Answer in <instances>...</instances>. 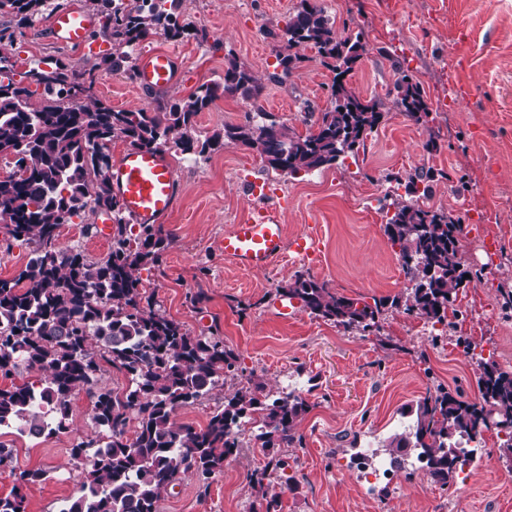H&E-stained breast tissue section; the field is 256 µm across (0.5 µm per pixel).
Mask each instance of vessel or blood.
<instances>
[{
	"instance_id": "obj_1",
	"label": "vessel or blood",
	"mask_w": 512,
	"mask_h": 512,
	"mask_svg": "<svg viewBox=\"0 0 512 512\" xmlns=\"http://www.w3.org/2000/svg\"><path fill=\"white\" fill-rule=\"evenodd\" d=\"M95 26L94 17L75 7L57 11L51 18L53 39L64 46L86 43ZM176 56L157 51L142 56L136 64L139 88L164 90L177 80ZM112 191L128 217L139 224H157L171 212L179 192L172 168L155 152L131 150L112 168ZM279 204L266 197L246 218L230 225L224 233V255L249 270H265L286 255L308 259L315 255V236L287 239L278 220Z\"/></svg>"
}]
</instances>
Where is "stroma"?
Wrapping results in <instances>:
<instances>
[{"mask_svg": "<svg viewBox=\"0 0 512 512\" xmlns=\"http://www.w3.org/2000/svg\"><path fill=\"white\" fill-rule=\"evenodd\" d=\"M338 35L361 34L366 54L347 76L352 91L380 104L383 119L364 148L336 164L292 177L268 167L255 151L227 146L213 153L169 154L180 184L172 214L164 223L173 242L160 269L142 275L144 292L194 335L217 333L240 357L242 380L271 392L297 390L308 404L296 432L300 445L284 449L282 512H512V469L499 456L496 431L484 435L488 458L469 468L470 490H442L431 478L400 480L365 493L346 463L358 451L381 447L414 419L413 411L437 387L478 397L479 367L462 358L458 338L475 350L493 349L494 361L512 370V309L503 292L512 291V0H317ZM299 0H182L185 22L198 37L178 41L150 36L134 56L160 49L179 52L180 75L170 92L189 96L201 85L224 82L227 59L263 81L258 101L218 95L197 118L203 136L240 124L254 108L272 113L296 132H307L330 109L327 88L334 74L316 49L298 48L301 60L283 82L271 81L280 40L268 30L284 28ZM50 12L15 32L5 53L18 61L48 67L55 61L92 70L86 98L115 110L153 109L154 98L133 80L112 71L105 59L109 39L62 47L50 33ZM420 82L430 115L415 120L394 104L398 78L391 64ZM470 88L465 101L450 86ZM436 150H427L428 141ZM417 168L440 171L423 203L466 224L479 225L460 249L463 269L480 244L494 240L498 259L492 275L461 289L439 339L424 331L422 319L404 302L412 284L404 275L399 249L385 234L378 206L393 177ZM269 182L278 189L279 221L288 237L314 235V258L287 257L262 271L225 258L224 230L244 218L256 199L248 187ZM92 225L84 233V225ZM113 223L106 214L85 211L78 224L59 230L61 245L90 260L104 258L112 245ZM305 273L350 298H386L379 331L361 333L299 310L278 315L279 288ZM203 294L201 303L188 297ZM66 432L34 439L0 427V444L11 448L14 467L0 470V495L9 494L17 472L42 468L46 481L25 488L26 512H61L79 489L80 470L72 443L96 437L92 403L79 393ZM260 449L230 457L224 473L199 497L193 476L179 480L161 499L159 512H250L255 499L245 476L264 466Z\"/></svg>", "mask_w": 512, "mask_h": 512, "instance_id": "obj_1", "label": "stroma"}]
</instances>
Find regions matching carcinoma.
<instances>
[{
    "instance_id": "carcinoma-1",
    "label": "carcinoma",
    "mask_w": 512,
    "mask_h": 512,
    "mask_svg": "<svg viewBox=\"0 0 512 512\" xmlns=\"http://www.w3.org/2000/svg\"><path fill=\"white\" fill-rule=\"evenodd\" d=\"M100 17L102 34L112 41L107 62L114 71L135 78L130 49L156 31L179 40L188 34L180 23L181 0L161 8L152 0H89ZM47 8V0H0V46L13 42L15 30ZM286 49L311 46L335 73L328 86L331 110L306 134H299L275 116L257 110L237 125L204 139L195 133V117L209 107L216 87L201 85L187 97L171 96L153 110H120L67 98L82 92L92 75L58 61L44 70H18L17 62L0 57V157L11 159L12 175L0 179V233L4 240L32 246L30 260L12 279H0V377L20 370L38 377L22 384L0 385V426L29 428L51 436L68 429L72 400L86 391L93 402L97 438L78 439L71 448L82 468L77 494L61 512H159L162 496L181 477L202 482L224 474V463L244 443L235 430L255 424L251 441L268 458L247 473L261 512H281L282 492L272 473L286 466L281 449L301 442L296 426L308 405L290 394L275 397L259 382H238L239 356L216 336H194L144 296L140 271L163 263L172 242L161 224H141L135 237L119 199L112 192L109 144L121 139L133 149L205 154L229 145L255 150L275 170L291 175L330 166L365 145L383 119L375 100L356 96L346 76L366 52L360 36L336 33L324 10L300 0L284 27ZM394 104L409 116L430 114L420 84L407 74L395 82ZM224 92L258 99L262 84L252 72L230 61L224 67ZM433 169L407 176L406 197L389 203L385 234L399 245L401 256L418 255L423 264L403 269L411 279L435 268L441 275L427 291L414 288L406 311L428 322L444 323L460 289L480 279L461 270L460 225L441 210L425 209L436 176ZM92 210L112 213V248L91 261L60 246L57 230ZM283 294L309 314L346 329H379L385 299L349 298L326 284L297 273ZM122 373L128 385L121 392L95 388L103 365ZM479 397L443 387L417 404L409 430L392 437L385 452L401 462L413 446L429 462L430 476L445 488L463 466L451 448L453 436L483 439L493 428L512 429V371L495 362H478ZM231 384L224 405L213 411L203 428L175 421L178 409L200 402L218 386ZM48 478L37 468L19 473L9 494L0 495V512H26L23 489Z\"/></svg>"
}]
</instances>
